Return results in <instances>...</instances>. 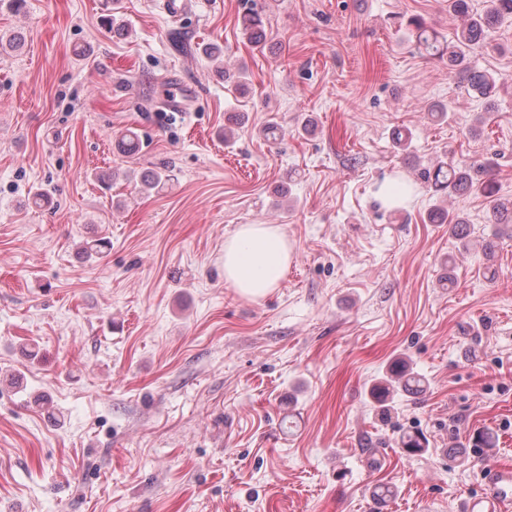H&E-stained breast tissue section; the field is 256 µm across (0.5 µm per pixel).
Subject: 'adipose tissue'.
<instances>
[{"label":"adipose tissue","mask_w":512,"mask_h":512,"mask_svg":"<svg viewBox=\"0 0 512 512\" xmlns=\"http://www.w3.org/2000/svg\"><path fill=\"white\" fill-rule=\"evenodd\" d=\"M291 259L292 248L278 225H240L224 241V282L242 297L263 298L277 288Z\"/></svg>","instance_id":"1"}]
</instances>
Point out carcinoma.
Listing matches in <instances>:
<instances>
[{
  "label": "carcinoma",
  "mask_w": 512,
  "mask_h": 512,
  "mask_svg": "<svg viewBox=\"0 0 512 512\" xmlns=\"http://www.w3.org/2000/svg\"><path fill=\"white\" fill-rule=\"evenodd\" d=\"M451 9L463 17V23L453 39L445 41L433 28L419 19H412L415 42L418 49L433 57H448V61L461 67V75L468 90L478 96L488 99L501 88L499 76L493 72L481 71L466 65L467 56L471 50L482 45L490 28L512 20V0H488L485 10L480 14L470 11L469 0H450ZM243 38L252 46L264 47L267 34L258 11L249 7L241 16ZM495 166L492 158L471 163L440 162L434 170L426 169L421 178L432 182L438 190L447 193L462 194L474 192L490 199L493 223L490 230L482 238V246L486 254L494 252L498 240L504 236L512 237V201H504L497 197V187L491 178ZM169 174L164 171L152 170L142 177L144 190H155L165 185ZM430 219L440 224H448V231L455 239L458 248L466 249L469 245L470 227L465 218L455 214L450 215L441 208L431 211ZM425 387L423 375L408 369L392 370V377L382 387V392L388 394L394 390L408 393H419ZM399 448L403 452L415 455L422 452L425 443L422 438L406 432L399 438Z\"/></svg>",
  "instance_id": "obj_1"
}]
</instances>
